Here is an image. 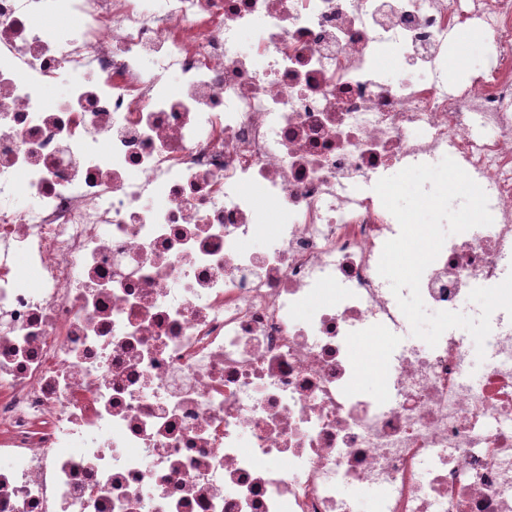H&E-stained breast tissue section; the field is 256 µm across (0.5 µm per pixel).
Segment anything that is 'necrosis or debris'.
Returning <instances> with one entry per match:
<instances>
[{
  "mask_svg": "<svg viewBox=\"0 0 512 512\" xmlns=\"http://www.w3.org/2000/svg\"><path fill=\"white\" fill-rule=\"evenodd\" d=\"M446 156L493 222L421 295L475 317L512 273V0H0V512H512L506 312L482 366L450 329L350 388L409 326L369 186ZM382 332H375L372 335L373 336H379V342H380V349H379V357L378 361L381 360V368L379 372L372 373L371 370L373 369L372 365H369L367 363H364L361 361L360 356V347H363V344L360 343L359 337L355 341L354 349H355V356L356 359L359 361L360 364L366 367L365 375L357 379L354 384L353 388L357 390H361L365 392L368 396L374 397L377 395L383 388V383L381 379V374L384 371L389 355L391 351L393 350V340L391 337H387L382 335Z\"/></svg>",
  "mask_w": 512,
  "mask_h": 512,
  "instance_id": "4bbe7bcc",
  "label": "necrosis or debris"
}]
</instances>
